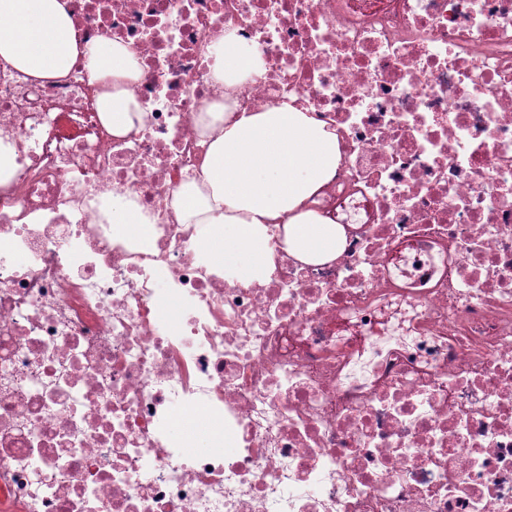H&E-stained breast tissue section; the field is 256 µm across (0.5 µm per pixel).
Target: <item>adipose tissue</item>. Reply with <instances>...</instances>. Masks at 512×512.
Returning a JSON list of instances; mask_svg holds the SVG:
<instances>
[{
  "instance_id": "ef3b65f1",
  "label": "adipose tissue",
  "mask_w": 512,
  "mask_h": 512,
  "mask_svg": "<svg viewBox=\"0 0 512 512\" xmlns=\"http://www.w3.org/2000/svg\"><path fill=\"white\" fill-rule=\"evenodd\" d=\"M85 58L90 79L108 85L98 109L113 135L135 127L141 108L129 86L142 71L133 52L106 39L80 43L64 0H0V58L49 82L67 76ZM250 56L226 50L213 73L226 87L223 102L206 107L219 135L210 141L199 178L184 181L172 207L184 224L200 225L196 249L222 266L224 277L245 285L275 270L268 227L283 225L288 252L304 263L336 258L345 244L341 225L309 210L340 160L337 137L306 112L282 104L252 111L231 93Z\"/></svg>"
}]
</instances>
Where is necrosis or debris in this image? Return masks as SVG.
<instances>
[{
    "mask_svg": "<svg viewBox=\"0 0 512 512\" xmlns=\"http://www.w3.org/2000/svg\"><path fill=\"white\" fill-rule=\"evenodd\" d=\"M66 2L135 53L145 127L105 128L85 60L0 59V512H512V0ZM231 46L240 107L335 129L312 208L346 237L311 265L272 230L247 286L172 208ZM112 224H117L116 230L124 232L136 229L142 236H148L154 222L142 213L130 193L112 198Z\"/></svg>",
    "mask_w": 512,
    "mask_h": 512,
    "instance_id": "1",
    "label": "necrosis or debris"
}]
</instances>
